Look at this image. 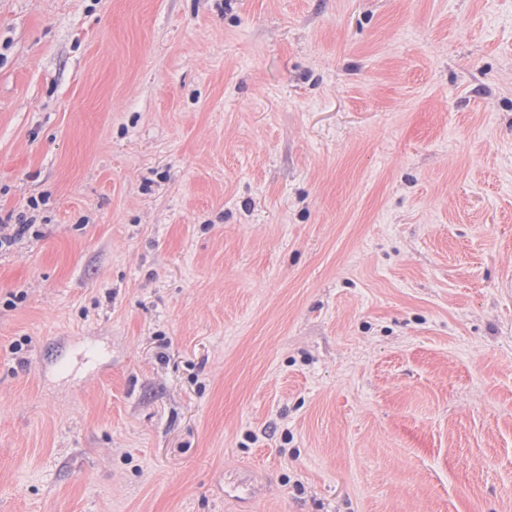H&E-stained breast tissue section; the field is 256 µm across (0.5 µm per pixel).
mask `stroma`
Segmentation results:
<instances>
[{
  "label": "stroma",
  "instance_id": "1",
  "mask_svg": "<svg viewBox=\"0 0 512 512\" xmlns=\"http://www.w3.org/2000/svg\"><path fill=\"white\" fill-rule=\"evenodd\" d=\"M0 512H512V0H0Z\"/></svg>",
  "mask_w": 512,
  "mask_h": 512
}]
</instances>
